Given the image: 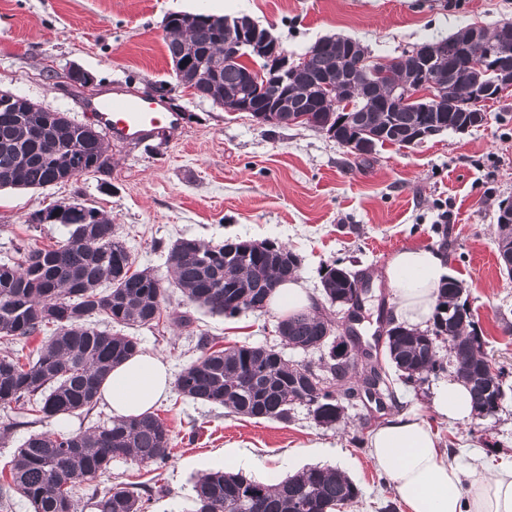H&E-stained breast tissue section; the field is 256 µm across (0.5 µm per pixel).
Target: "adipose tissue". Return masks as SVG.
I'll list each match as a JSON object with an SVG mask.
<instances>
[{
  "label": "adipose tissue",
  "instance_id": "ef3b65f1",
  "mask_svg": "<svg viewBox=\"0 0 512 512\" xmlns=\"http://www.w3.org/2000/svg\"><path fill=\"white\" fill-rule=\"evenodd\" d=\"M447 273L448 257L441 246L394 253L384 275L395 297V321L425 327ZM269 306L285 317L311 311L314 298L301 280L294 279L276 288ZM171 386L168 362L142 352L112 369L100 396L113 415L131 417L149 412ZM429 403L445 422H464L474 413L468 389L457 380L437 385ZM369 448L407 512H512V466L488 476H465L449 461L437 431L418 412L404 411L386 420L371 433Z\"/></svg>",
  "mask_w": 512,
  "mask_h": 512
}]
</instances>
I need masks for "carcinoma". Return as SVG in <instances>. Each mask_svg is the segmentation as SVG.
Wrapping results in <instances>:
<instances>
[{
	"label": "carcinoma",
	"instance_id": "cac0c4a2",
	"mask_svg": "<svg viewBox=\"0 0 512 512\" xmlns=\"http://www.w3.org/2000/svg\"><path fill=\"white\" fill-rule=\"evenodd\" d=\"M165 44L170 57L179 55L186 41L202 51H224L219 31L224 18L183 31L176 14L167 16ZM469 28L443 39L435 67L448 84V102L438 112H418L406 105L387 103L388 84L358 76L350 65L366 55L361 44L349 37H336L331 48L311 55L299 70L297 84L304 88L336 66L343 69V82L336 101L352 106L350 130L339 143L354 155L359 134H372L373 147L386 144L408 146L416 130L463 131L481 118L478 91L491 75L490 66L512 67V48L491 61L474 57L470 76L450 67ZM266 62L242 47L224 57L216 75L199 78L194 86L202 97L218 103L224 92L237 88L252 67ZM341 113L314 112L303 122L335 126ZM68 145L96 174H108L112 155L104 135L90 137L84 124L67 113L19 112L0 118V188H45L67 173ZM34 224H61L65 237L51 248L22 244L17 260L0 264V339L27 341L48 326L51 335L26 356L0 357V407L13 404L33 415L28 424L61 419L91 411L100 386L112 368L140 352V338L100 330L96 318L123 327L158 325L166 291L174 287L189 303L212 314L236 316L244 311H262L281 283L297 276L299 257L271 241L253 243L226 240L212 245L195 238H180L167 250L169 278L150 269H137L135 260L120 239L112 217L88 207L84 211L62 209V204L33 214ZM497 251L502 270L512 276L505 260L512 256V222L497 217ZM324 297L331 303L353 298V290L366 288L364 276L337 266L322 276ZM463 286L450 277L439 288L438 303L430 328L419 331L389 319L385 333L387 356L399 379L420 385L429 377L448 371L433 354L438 337L449 342L454 374L463 380L478 411L493 414L503 395L501 369L485 352L471 309L462 301ZM279 336L303 351L333 352L335 336L330 319L314 307L310 312L285 317L278 322ZM353 354L339 364L320 357L318 364L289 363L279 351L263 346H229L213 350L206 336L199 339L202 354L177 377L178 392L193 401L221 406L230 414L255 419L288 422L297 406H306L317 425L334 428L344 419L343 402L387 385L389 374L370 359L360 337H349ZM167 425L154 413L138 417H115L108 424L78 432H34L16 450L10 461V481L0 485V508L7 510L14 495L25 498L33 512H77L75 488L109 473L112 460L129 458L158 467L171 459ZM192 512H336L360 495L358 486L333 468L313 467L273 482L252 480L242 474L215 471L200 476L194 485ZM91 500L97 512H146L141 493L122 483L93 488Z\"/></svg>",
	"mask_w": 512,
	"mask_h": 512
}]
</instances>
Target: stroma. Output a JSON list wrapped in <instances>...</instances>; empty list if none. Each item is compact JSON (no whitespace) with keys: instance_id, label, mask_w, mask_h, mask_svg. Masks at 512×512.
<instances>
[{"instance_id":"35a3bbf8","label":"stroma","mask_w":512,"mask_h":512,"mask_svg":"<svg viewBox=\"0 0 512 512\" xmlns=\"http://www.w3.org/2000/svg\"><path fill=\"white\" fill-rule=\"evenodd\" d=\"M205 12L248 16L289 55L304 54L320 38L341 34L391 57L448 37L466 26L487 29L512 21V0H0V89L17 92L89 123L87 101L123 88L154 95L178 113L176 127L140 140H110L112 170L40 189H0V263L14 261L23 243L45 247L62 239L57 224L29 216L73 199L111 215L135 259L167 277V249L182 237L214 244L240 239L286 245L301 260L298 275L321 294L327 266L372 277L367 321L390 314L393 293L382 277L393 253L445 247L450 277L459 280L485 349L504 368L496 413L464 423L437 420L428 405L437 378L421 386L394 381L399 410H417L437 430L448 458L488 475L512 465V278L497 259V216L512 202V89L482 103L487 120L464 132L444 131L424 142L385 145L368 156L348 154L321 132L302 126H260L178 86L165 48L164 18ZM79 68L88 87H66ZM159 326L137 329L141 349L162 356L172 373L196 359L198 340L217 347H282L272 311L224 317L189 304L174 292ZM187 313L188 327L173 323ZM288 360L317 362L318 353L282 347ZM172 436V457L156 468L118 458L99 487L125 482L150 491L149 512H191L193 485L203 474L230 472L231 451L251 461L248 476L282 478L313 466L335 468L360 488L343 512H406L366 443L390 410L363 404L346 410L345 425H316L305 407L282 423L226 413L170 391L154 408ZM103 402L65 423L50 420L0 437L4 469L30 431L88 429L110 420Z\"/></svg>"}]
</instances>
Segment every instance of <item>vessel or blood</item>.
I'll list each match as a JSON object with an SVG mask.
<instances>
[{
	"label": "vessel or blood",
	"mask_w": 512,
	"mask_h": 512,
	"mask_svg": "<svg viewBox=\"0 0 512 512\" xmlns=\"http://www.w3.org/2000/svg\"><path fill=\"white\" fill-rule=\"evenodd\" d=\"M88 109L99 126L113 139L122 141L149 136L157 127L178 120L177 113L161 101L120 90L109 98L89 104Z\"/></svg>",
	"instance_id": "obj_1"
}]
</instances>
